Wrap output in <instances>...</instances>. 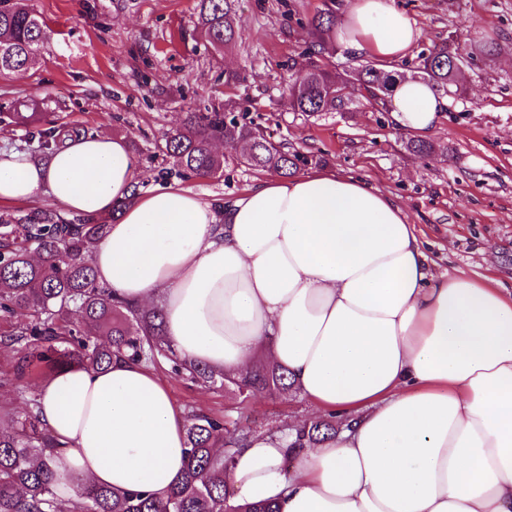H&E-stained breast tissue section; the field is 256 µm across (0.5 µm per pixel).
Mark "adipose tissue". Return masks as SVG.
Listing matches in <instances>:
<instances>
[{
    "instance_id": "1",
    "label": "adipose tissue",
    "mask_w": 512,
    "mask_h": 512,
    "mask_svg": "<svg viewBox=\"0 0 512 512\" xmlns=\"http://www.w3.org/2000/svg\"><path fill=\"white\" fill-rule=\"evenodd\" d=\"M421 36L395 0H347L338 44L393 62ZM397 129L436 130L430 84L397 83ZM119 135L65 140L46 159L0 153V202L48 197L68 214L115 215L93 254L113 296L161 307L178 357L241 374L284 367L335 438L290 454L256 435L227 480L240 504L279 512H512V292L435 273L402 209L332 170L265 179L229 203L156 185ZM59 443V493L82 482L164 495L185 466L186 418L146 364L71 368L36 390Z\"/></svg>"
}]
</instances>
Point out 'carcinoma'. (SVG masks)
Returning a JSON list of instances; mask_svg holds the SVG:
<instances>
[{
    "instance_id": "carcinoma-1",
    "label": "carcinoma",
    "mask_w": 512,
    "mask_h": 512,
    "mask_svg": "<svg viewBox=\"0 0 512 512\" xmlns=\"http://www.w3.org/2000/svg\"><path fill=\"white\" fill-rule=\"evenodd\" d=\"M238 0H198V24L215 48L236 44ZM335 21L328 6L305 22L307 33L301 56L308 64L290 85L289 105L308 117L344 106L339 84L356 81L371 101L382 91L390 96L400 75L364 61L341 77L328 63V39ZM49 26L36 13L0 0V71L27 69L47 40ZM489 51L480 46L454 50L448 41L421 53V79L438 88L457 82V65L473 63ZM13 122L39 135V148L49 154L66 137H77V126L38 128L40 112H13ZM242 143L250 151L245 165L257 172L296 174L307 158L279 145L246 121L214 107L186 113L181 126L165 139L163 153L174 159L181 174L215 178L224 171V154L213 149L217 140ZM105 219L67 218L58 211L35 210L20 224L0 225V316L18 313L26 320L10 333L9 341L25 342L32 351L17 366L22 377L37 364L56 373L74 363L87 370H103L114 358L154 363L168 360L175 374L202 384H220L246 390L252 396L276 395L291 390L288 375L279 365L258 358L247 375L215 372L183 362L171 348L163 329L161 309H140L120 301L96 278L93 253L107 233ZM32 398L24 413L9 417V430L0 431V512H68V501L57 491L60 472L46 456L56 447L36 413ZM336 421L320 419L296 429L294 448H313L336 436ZM252 437L250 429L216 415L190 412L186 418V468L165 496L141 490L115 492L98 485H82L78 496L89 503L88 512H277L271 501L234 506L226 479L237 450Z\"/></svg>"
}]
</instances>
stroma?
Masks as SVG:
<instances>
[{"mask_svg":"<svg viewBox=\"0 0 512 512\" xmlns=\"http://www.w3.org/2000/svg\"><path fill=\"white\" fill-rule=\"evenodd\" d=\"M42 16L52 33L33 65L0 75V152L39 156L38 141L9 118L14 104L35 100L51 124L88 133L123 135L139 159L141 186L188 189L229 201L260 179L226 152L217 178L179 175L160 150L188 112L214 105L253 121L276 143L310 156L312 169L362 178L403 209L435 262V272L463 271L512 291V0H395L417 22L414 51L394 62L410 72L420 52L483 44L493 53L463 73L458 89L427 139L421 157L406 149L392 103L376 104L357 86L342 110L315 117L288 106L291 74L305 66L306 33L288 27L285 12L310 18L325 0H240L235 47L220 52L197 28V0H18ZM23 346L0 344V415L23 412L29 397L14 367ZM175 403L240 419L256 433L309 414L297 392L241 400L224 387L204 386L154 366Z\"/></svg>","mask_w":512,"mask_h":512,"instance_id":"1","label":"stroma"}]
</instances>
